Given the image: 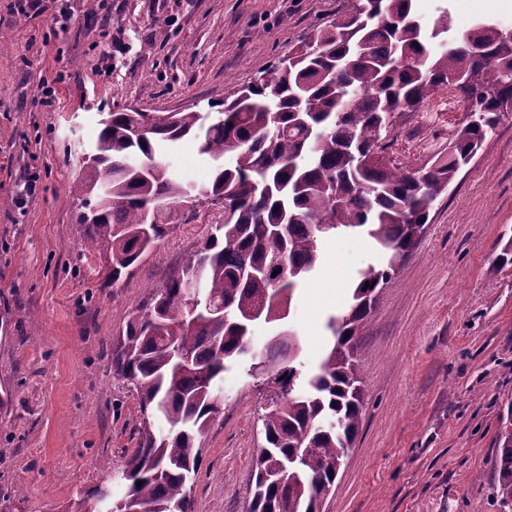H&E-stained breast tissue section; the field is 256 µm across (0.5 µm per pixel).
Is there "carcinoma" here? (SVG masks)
I'll list each match as a JSON object with an SVG mask.
<instances>
[{"label": "carcinoma", "mask_w": 512, "mask_h": 512, "mask_svg": "<svg viewBox=\"0 0 512 512\" xmlns=\"http://www.w3.org/2000/svg\"><path fill=\"white\" fill-rule=\"evenodd\" d=\"M413 2L356 0L233 99L209 103V114H107L72 191L81 195L78 221L91 246L112 255V287L182 220L169 212L148 218L156 205L191 191L222 196L232 212L112 346L143 415L117 512H193L197 443L220 413L232 364L281 382L258 417L265 446L248 512H322L361 424L362 323L428 223L431 203L512 111V29L481 24L450 40L448 9L427 32ZM439 87L459 92L468 121L430 166L394 165L379 144L390 117ZM185 139L213 166L199 187L164 167L165 153ZM345 234L372 240L381 259L358 272L351 303L328 322L333 345L310 370L282 326L321 245ZM189 281L209 300L193 313ZM257 323L277 329L260 350L249 340ZM502 423L493 492L501 512H512V410Z\"/></svg>", "instance_id": "obj_1"}]
</instances>
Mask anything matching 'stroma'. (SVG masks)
Segmentation results:
<instances>
[{"label":"stroma","mask_w":512,"mask_h":512,"mask_svg":"<svg viewBox=\"0 0 512 512\" xmlns=\"http://www.w3.org/2000/svg\"><path fill=\"white\" fill-rule=\"evenodd\" d=\"M0 0V512H72L83 491L110 488L136 447L133 386L112 368L129 314L194 254L224 206L205 203L153 246L119 287L110 254L91 250L70 186L104 113L176 112L220 101L288 57L313 27L355 0H55L29 19ZM450 33L477 22L512 27V6L449 0ZM66 8V26L52 16ZM112 73L97 76L103 54ZM50 105L31 108L43 83ZM440 88L383 132L386 157L417 168L448 150L465 119ZM35 198H14L31 172ZM512 114L503 117L447 192L362 328L359 436L324 512H500L496 438L512 405ZM372 243L323 244L314 277L292 297L288 327L316 363L325 323L346 307ZM224 408L201 438L194 512H246L264 437L265 395L243 366L224 374Z\"/></svg>","instance_id":"obj_1"}]
</instances>
